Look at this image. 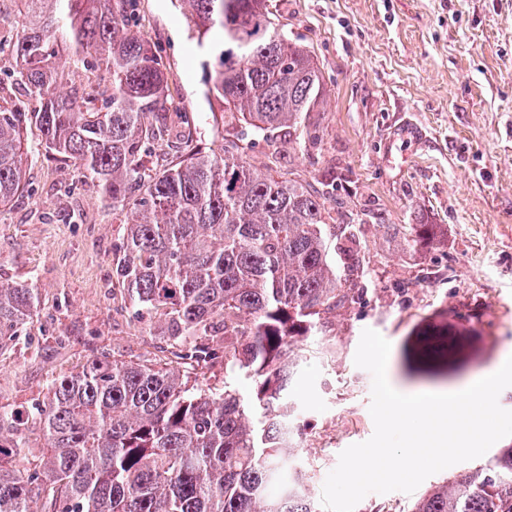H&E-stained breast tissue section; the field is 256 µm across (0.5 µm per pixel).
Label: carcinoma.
Segmentation results:
<instances>
[{
  "label": "carcinoma",
  "instance_id": "carcinoma-1",
  "mask_svg": "<svg viewBox=\"0 0 512 512\" xmlns=\"http://www.w3.org/2000/svg\"><path fill=\"white\" fill-rule=\"evenodd\" d=\"M7 2L23 28L0 40V74L39 107L0 96V208L26 191L34 126L124 213L112 287L164 316L167 347L191 370L102 354L29 414L0 405V512H315L289 444L288 398L307 361L295 345L364 293L367 220L343 222L334 183L258 172L227 140L150 173L148 145L167 141L180 113L133 29L137 0H0V13ZM179 2L225 123L319 149L321 69L267 0ZM393 231L406 249L437 238L434 224ZM38 306L33 285L0 282V344ZM218 364L221 391L204 378ZM242 378L255 383L250 406ZM412 512H512V448L431 487Z\"/></svg>",
  "mask_w": 512,
  "mask_h": 512
}]
</instances>
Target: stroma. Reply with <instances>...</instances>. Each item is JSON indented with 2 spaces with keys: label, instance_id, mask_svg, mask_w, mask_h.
<instances>
[{
  "label": "stroma",
  "instance_id": "stroma-1",
  "mask_svg": "<svg viewBox=\"0 0 512 512\" xmlns=\"http://www.w3.org/2000/svg\"><path fill=\"white\" fill-rule=\"evenodd\" d=\"M289 39L317 60L326 88L320 149L216 123L176 0H139L135 21L162 56L169 92L197 140L234 134L243 159L295 178L336 181L348 211L370 210L367 290L307 339L292 396L293 445L313 499L348 446L374 432L372 376L355 366L363 330L391 344L387 374L413 393L454 387L512 346V0H269ZM28 190L0 212V281L34 283L31 324L0 344V403L17 411L94 356L161 359L163 318L112 290L124 214L74 164L24 134ZM396 224H434L424 250Z\"/></svg>",
  "mask_w": 512,
  "mask_h": 512
}]
</instances>
